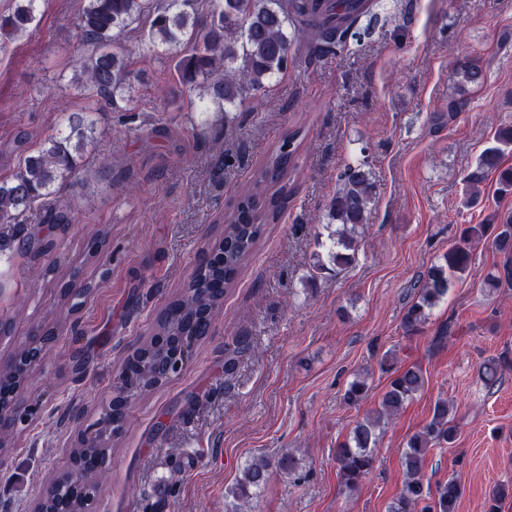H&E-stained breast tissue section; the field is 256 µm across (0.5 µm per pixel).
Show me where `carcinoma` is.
I'll return each mask as SVG.
<instances>
[{"label":"carcinoma","mask_w":512,"mask_h":512,"mask_svg":"<svg viewBox=\"0 0 512 512\" xmlns=\"http://www.w3.org/2000/svg\"><path fill=\"white\" fill-rule=\"evenodd\" d=\"M41 0H15L0 13V43L6 44L34 30L40 23ZM371 0H83L78 16L82 41L90 50L76 59L75 89L113 104L131 101V51L120 35L146 19L147 28L139 47L166 46L174 50V73L179 85L198 92L199 112H222L224 119L247 101L257 98L270 81L288 70L292 46L305 45L309 57H321L344 49L349 41L369 34L362 19L371 14ZM486 80L482 62L468 55L456 60L452 90L448 94V118L467 105L471 93ZM94 121L71 116L64 130L43 140L27 152L10 178L0 180V230L14 226L34 211L37 203L57 194L79 171L80 159L93 143ZM306 132L291 128L281 143L267 154L259 175L236 196L224 215V234L208 244L182 292L156 317L150 336L123 362L122 373L128 395L123 405L109 410L115 429H122L132 404L161 387L159 369L173 363V354L185 336L208 335L212 322L224 307V295L235 287L239 276L261 241L266 226L276 224L288 205L300 175L299 152ZM512 147V124L502 126L493 144L480 154L465 177L464 206L477 204L479 185L488 173H497V190L512 193V167H501V157ZM339 187L328 204V216L336 222L326 241L317 234V245L326 249L313 257L308 287L330 267L343 269L356 259L358 244L374 203L375 185L368 162L345 166ZM488 240L501 253L512 255V215L497 222L464 224L456 241L441 261L430 266L416 298L407 307L402 324L413 334L429 321L433 308L448 295L457 279L469 274L474 244ZM391 380L374 416L357 421L347 440L336 448V463L343 485L356 489L373 469L375 448L382 429L381 418L399 412L424 387V376L416 365L402 366L395 357L383 358ZM369 385L356 378L348 385L344 400L359 405ZM448 401L434 403L432 418L413 435L403 454L404 481L389 512H456L463 494L462 481L451 476L436 489L424 482V463L434 447L452 444L458 425L451 417ZM81 466L99 479L110 452L108 440H80ZM299 465L295 456L283 453L274 459L248 463L232 491L227 512H244L243 502L256 497L274 466L290 473ZM52 512H79L82 494L65 471L57 474L44 491Z\"/></svg>","instance_id":"1"}]
</instances>
